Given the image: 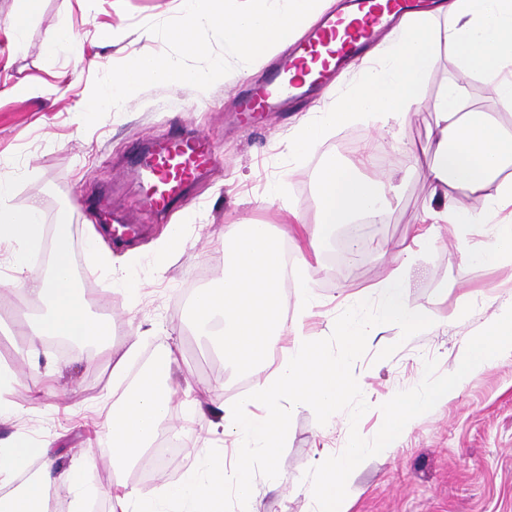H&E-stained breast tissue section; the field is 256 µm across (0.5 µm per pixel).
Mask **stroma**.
I'll list each match as a JSON object with an SVG mask.
<instances>
[{
  "label": "stroma",
  "instance_id": "35a3bbf8",
  "mask_svg": "<svg viewBox=\"0 0 512 512\" xmlns=\"http://www.w3.org/2000/svg\"><path fill=\"white\" fill-rule=\"evenodd\" d=\"M179 2L43 0L21 48L0 25V180L11 183L14 208L34 199L41 203V268L49 266L57 221L66 217L75 283L112 320L108 350L57 339L39 344L38 367L19 368L23 382L9 394L19 411L0 424V438L20 433L51 440L63 468L91 454L95 465L87 480L99 490L97 512H111L107 491L117 478L111 447L94 438L113 397L124 390L112 380L113 352L123 351L134 337L140 340L141 365L164 347L177 351L169 425L181 447L175 463L154 473L152 484L177 481L205 447L233 462L231 438L182 422L186 403L209 412L215 402L240 401L255 381L215 354L190 320L195 292L213 287L224 272L225 225L277 226L289 207L315 222L317 177L329 159L349 162L368 155L372 172L394 178L398 194L380 222L339 228L311 260V287L320 305L308 327L324 348L341 353L334 327L338 311L385 277L396 252L410 241L417 217L431 204V190L414 157L425 154L435 132L429 103L457 75L447 46L437 43L440 64L422 90L425 107L396 127L394 139L376 137L362 125L334 127L315 151L297 158L287 144L299 113L280 112L253 128L237 124L226 112V105L245 89L244 76H228L204 91L152 86L128 98L119 111L85 126L80 114L95 78L143 52L165 51L161 38L142 39L141 26L175 17ZM59 28L72 31L77 52L44 51L46 34ZM20 82L32 87L31 95L12 94ZM463 86L477 111L512 134V111L501 109L492 85L470 78ZM182 119L202 130L223 157L222 172L197 180L190 189V206L170 218L185 227L183 251L164 257L160 224L143 225L135 237L113 243L104 216L88 207V200L105 196L117 211H136L138 190L119 175L129 164L131 147L164 137ZM274 182L280 197L265 201ZM92 227L110 239L114 265L126 266L139 280L137 296L113 288L110 271L87 262L86 236ZM352 240L367 248L350 259L346 250ZM405 294L431 325L410 336L384 328L369 338L366 353L354 363L369 404L358 423L367 439L381 425L380 403L421 382L425 359H436L438 373H448L463 345L486 326L501 302L512 298V261L478 266L446 240L420 251L408 272ZM21 300L18 289L0 285V361L15 362L27 344L26 329L17 321ZM445 317L451 318L450 326H441ZM287 411L277 480L269 479L263 459L253 463L259 512H306L311 491L306 471L340 454L348 441L347 413L325 422L310 406L291 405ZM348 512H512V355L474 374L455 397L419 416L395 448L372 459L355 478Z\"/></svg>",
  "mask_w": 512,
  "mask_h": 512
}]
</instances>
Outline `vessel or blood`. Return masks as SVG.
Masks as SVG:
<instances>
[{"label": "vessel or blood", "mask_w": 512, "mask_h": 512, "mask_svg": "<svg viewBox=\"0 0 512 512\" xmlns=\"http://www.w3.org/2000/svg\"><path fill=\"white\" fill-rule=\"evenodd\" d=\"M347 4L351 17L325 15L278 59L263 82L244 91L235 107L242 124L256 125L287 105L305 106L335 81L339 70L383 36L391 15L413 6L412 0ZM217 162L203 132L180 130L161 140L134 144L128 173L144 189L143 211L165 218L188 204L191 184Z\"/></svg>", "instance_id": "1"}]
</instances>
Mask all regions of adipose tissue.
Instances as JSON below:
<instances>
[{"instance_id": "ef3b65f1", "label": "adipose tissue", "mask_w": 512, "mask_h": 512, "mask_svg": "<svg viewBox=\"0 0 512 512\" xmlns=\"http://www.w3.org/2000/svg\"><path fill=\"white\" fill-rule=\"evenodd\" d=\"M445 28H438V21ZM444 36L455 67L465 76L491 84L497 100L512 109V0H446L437 12H418L401 18L377 49L376 58L362 68L357 85L317 116L301 121L288 142L290 153L320 146L327 128L369 121L379 135L407 122L421 108L420 90L439 64L433 48ZM436 133L429 148L425 178L433 194L462 191L468 205L448 202L443 212L425 210L415 226L413 247L398 253V264L382 280L375 298L360 296L337 317L335 330L343 351L328 352L304 328V319L317 299L308 286L307 250L319 244L337 225L381 216L386 186L364 179L357 166L326 163L318 177L319 215L306 223L288 209L285 225L271 233L266 224H230L224 228V274L220 285L196 293L193 321L212 346L235 365L251 369L263 364L276 337L287 339V359L267 379L256 381L242 402L222 407L211 431H222L234 442L235 461L202 451L196 468L174 484L143 493L127 482L112 486L113 512H223L225 496H234L252 512L254 492L249 478L256 456L276 472L282 434L288 426L283 403L310 405L323 418L336 414L339 401L351 390L347 361L369 337L385 327L409 336L426 328L421 313L409 306L403 278L416 247L435 244L441 233L455 238L459 248L477 264L493 266L512 259V224H495L497 207L512 205V180L501 178L512 163V137L505 135L485 113L469 109L459 83L446 84L430 105ZM8 182L0 180V250H7L16 272L15 286L25 299L36 300L42 314L30 326L31 343L21 351L34 361L37 341L51 336L80 345L95 341L112 344V324L96 315L72 278L69 228L58 224L50 275L37 269L43 213L38 203L18 210L8 206ZM489 238L480 249H469L473 225ZM291 241L300 269L302 307L298 318L283 319L278 288L285 262L279 238ZM176 356L164 349L115 401L108 412L105 437L112 445V467L122 473L147 464L149 453L166 420L171 403ZM41 470L22 485L14 480L34 460ZM50 442L33 443L27 436L0 439V512H48L50 493L67 489L76 501L94 497L84 474L91 458L67 469L55 468Z\"/></svg>"}]
</instances>
